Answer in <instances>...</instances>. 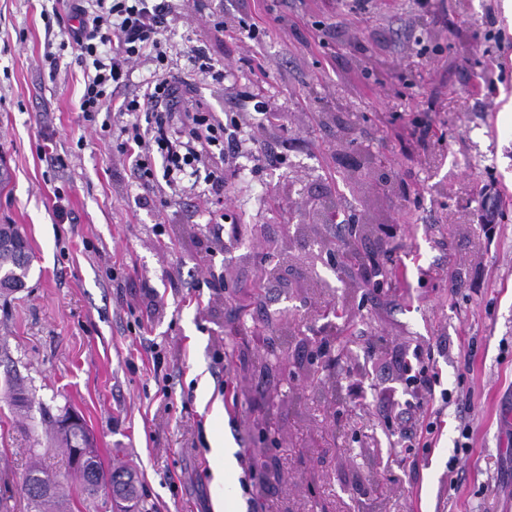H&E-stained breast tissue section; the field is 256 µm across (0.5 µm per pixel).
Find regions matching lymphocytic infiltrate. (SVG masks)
Here are the masks:
<instances>
[{"instance_id":"lymphocytic-infiltrate-1","label":"lymphocytic infiltrate","mask_w":512,"mask_h":512,"mask_svg":"<svg viewBox=\"0 0 512 512\" xmlns=\"http://www.w3.org/2000/svg\"><path fill=\"white\" fill-rule=\"evenodd\" d=\"M177 8L176 0H68L71 23L65 36L79 51L86 71L79 110L84 121L95 122L113 89L128 81L136 64L158 65V72L118 107L126 121L116 132L117 150L129 158L139 184L160 177L176 189L201 179L204 195L219 200L231 177L224 161L244 156L251 148L236 135L235 114L220 118L199 111L189 79L162 72L167 51L161 36ZM409 381L419 398L408 416L426 419L427 435L437 431L430 419L434 399L460 406L470 402L466 393H436L437 375L428 367L414 372Z\"/></svg>"}]
</instances>
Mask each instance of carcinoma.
I'll use <instances>...</instances> for the list:
<instances>
[{
	"label": "carcinoma",
	"mask_w": 512,
	"mask_h": 512,
	"mask_svg": "<svg viewBox=\"0 0 512 512\" xmlns=\"http://www.w3.org/2000/svg\"><path fill=\"white\" fill-rule=\"evenodd\" d=\"M31 270L30 246L15 224H0V290L13 292L26 285ZM3 398L18 413L32 411V400L24 382L17 380L6 386ZM40 420L49 425L59 447L72 453L75 448H86L83 460L71 465V473L80 478L83 492L95 496L100 489H112V508L120 509L123 502L138 498L135 474L128 466L103 469L93 450V443L86 424L63 427L58 416L49 408L39 407ZM67 477L46 471L38 462H33L21 482V491L26 497L28 512H70L64 490Z\"/></svg>",
	"instance_id": "cac0c4a2"
}]
</instances>
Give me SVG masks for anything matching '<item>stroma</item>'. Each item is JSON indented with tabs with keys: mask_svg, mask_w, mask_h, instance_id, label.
Listing matches in <instances>:
<instances>
[{
	"mask_svg": "<svg viewBox=\"0 0 512 512\" xmlns=\"http://www.w3.org/2000/svg\"><path fill=\"white\" fill-rule=\"evenodd\" d=\"M186 4L165 34L177 70L204 111L236 113L263 150L224 197L241 234L220 248L210 204L160 203L82 119L66 9L0 0V224L33 254L26 288L0 294V383L11 373L37 401L72 406L104 468L135 463L153 512H512V0ZM192 48L223 79L193 73ZM259 100L287 130L261 120ZM47 140L60 164L40 154ZM379 163L391 182L373 178ZM318 193L357 224L395 226L386 252L358 239L391 279L376 291L356 269L296 264L291 287L255 291L267 246L332 241L335 226L309 212ZM316 333L334 360L320 370ZM425 361L471 409L448 406L431 448L408 449L397 413L413 399L408 368ZM464 420L471 450L452 474ZM219 441L233 458L222 473ZM34 461L68 471L47 426L0 399V496L15 512Z\"/></svg>",
	"mask_w": 512,
	"mask_h": 512,
	"instance_id": "stroma-1",
	"label": "stroma"
}]
</instances>
